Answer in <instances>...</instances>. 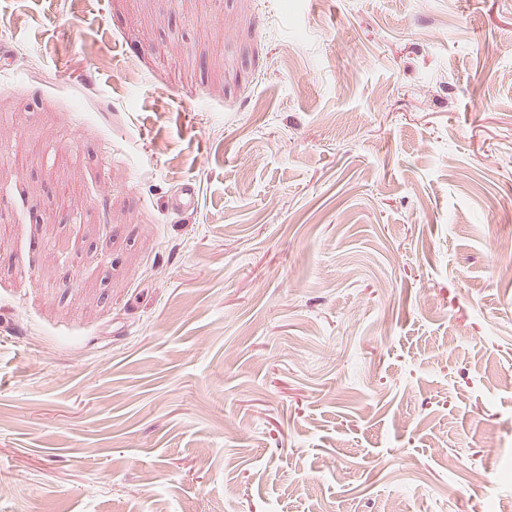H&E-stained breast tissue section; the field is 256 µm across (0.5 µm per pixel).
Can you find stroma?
Masks as SVG:
<instances>
[{
    "label": "stroma",
    "instance_id": "35a3bbf8",
    "mask_svg": "<svg viewBox=\"0 0 512 512\" xmlns=\"http://www.w3.org/2000/svg\"><path fill=\"white\" fill-rule=\"evenodd\" d=\"M509 193L512 0H0V512H512Z\"/></svg>",
    "mask_w": 512,
    "mask_h": 512
}]
</instances>
